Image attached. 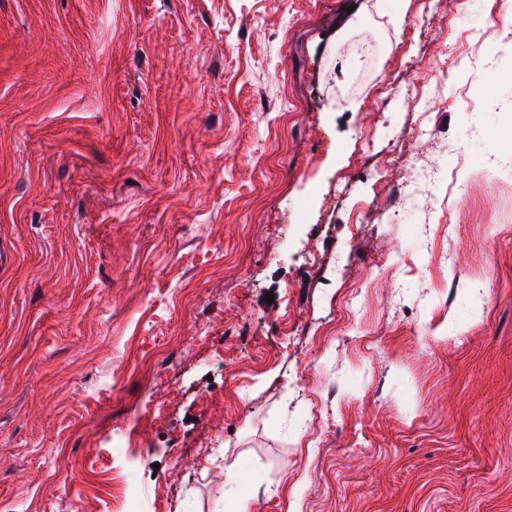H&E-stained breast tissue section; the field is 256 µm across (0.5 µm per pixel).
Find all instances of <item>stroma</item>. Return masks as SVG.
<instances>
[{"label":"stroma","mask_w":512,"mask_h":512,"mask_svg":"<svg viewBox=\"0 0 512 512\" xmlns=\"http://www.w3.org/2000/svg\"><path fill=\"white\" fill-rule=\"evenodd\" d=\"M503 3L0 0V512H512ZM352 220L356 225L364 227L365 224H397L399 209L395 206L379 209L374 200L364 202L358 209Z\"/></svg>","instance_id":"35a3bbf8"}]
</instances>
